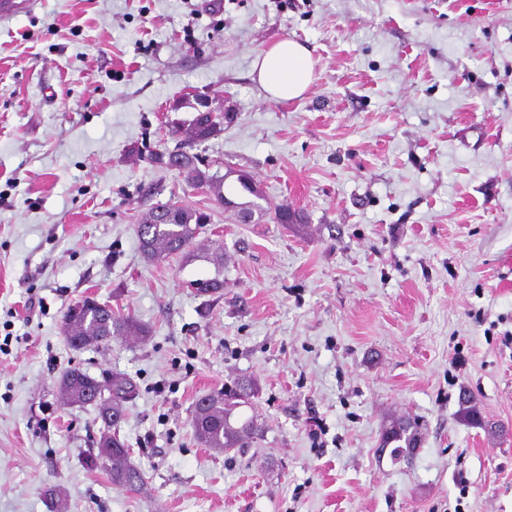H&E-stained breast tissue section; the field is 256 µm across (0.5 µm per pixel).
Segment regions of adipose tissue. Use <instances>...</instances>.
I'll return each mask as SVG.
<instances>
[{"mask_svg": "<svg viewBox=\"0 0 512 512\" xmlns=\"http://www.w3.org/2000/svg\"><path fill=\"white\" fill-rule=\"evenodd\" d=\"M314 70L311 50L288 39L270 45L252 63L258 84L275 102L302 98L314 81Z\"/></svg>", "mask_w": 512, "mask_h": 512, "instance_id": "ef3b65f1", "label": "adipose tissue"}]
</instances>
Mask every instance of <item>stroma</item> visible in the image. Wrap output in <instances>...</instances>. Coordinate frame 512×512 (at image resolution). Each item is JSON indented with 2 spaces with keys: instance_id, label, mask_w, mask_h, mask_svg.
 I'll return each mask as SVG.
<instances>
[{
  "instance_id": "obj_1",
  "label": "stroma",
  "mask_w": 512,
  "mask_h": 512,
  "mask_svg": "<svg viewBox=\"0 0 512 512\" xmlns=\"http://www.w3.org/2000/svg\"><path fill=\"white\" fill-rule=\"evenodd\" d=\"M305 43L315 81L273 102L252 61ZM191 151L255 194L234 211L159 160ZM206 212L214 265L140 250L150 208ZM288 206L297 220L279 224ZM110 302L146 341L76 351L67 308ZM78 368L138 395L121 434L148 495L83 465L102 427ZM258 387L262 438L202 447L197 398ZM469 391L485 424L459 414ZM325 430L312 438L309 410ZM417 419L412 459L380 445ZM512 512V0H27L0 18V512ZM195 95L196 111L202 112L205 116L202 114L196 115L188 124L186 129L190 130L194 134L195 137L193 140L197 143L207 140L211 136H214L217 132L221 131V127L217 129L216 127L211 126L207 117H209L210 122L217 126V119H223L224 110L213 109L211 102L205 93L198 92ZM199 257L213 261V264L217 265L218 272L212 278L192 280L188 283V287L192 288V293L195 295L221 294L224 291V278H220L222 273L219 271V268H223L224 265V249L218 246L210 256L207 254Z\"/></svg>"
}]
</instances>
